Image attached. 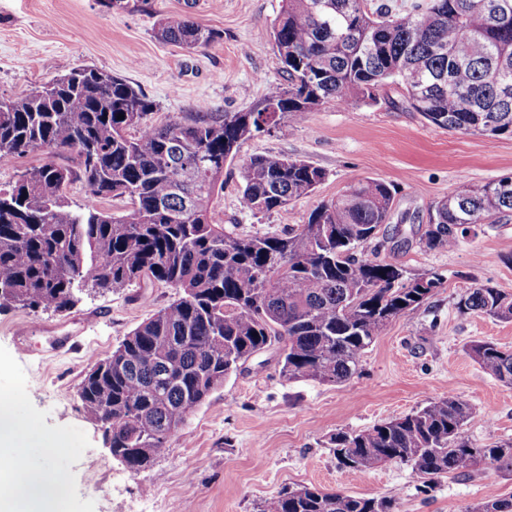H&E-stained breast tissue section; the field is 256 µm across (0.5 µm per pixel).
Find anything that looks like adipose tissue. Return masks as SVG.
I'll return each mask as SVG.
<instances>
[{"mask_svg": "<svg viewBox=\"0 0 512 512\" xmlns=\"http://www.w3.org/2000/svg\"><path fill=\"white\" fill-rule=\"evenodd\" d=\"M28 428V420L16 413L12 399L0 397V486L7 491V512H62L56 493L62 475L48 466L19 471L9 465L10 460L18 458Z\"/></svg>", "mask_w": 512, "mask_h": 512, "instance_id": "obj_1", "label": "adipose tissue"}]
</instances>
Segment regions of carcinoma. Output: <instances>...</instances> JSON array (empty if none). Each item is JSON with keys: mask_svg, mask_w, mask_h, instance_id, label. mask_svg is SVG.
<instances>
[{"mask_svg": "<svg viewBox=\"0 0 512 512\" xmlns=\"http://www.w3.org/2000/svg\"><path fill=\"white\" fill-rule=\"evenodd\" d=\"M156 36L192 50L219 38L189 15L161 21ZM272 41L288 84L245 112L152 124V100L88 67H69L20 99L0 96V164L47 155L0 187V308L63 313L88 284L117 291L149 280L176 290L89 366L78 390L112 455L133 473L152 468L193 410L272 343L281 342L282 378L344 383L384 319L416 310L442 286L435 275L405 284L400 268L363 252L394 203L378 179L350 183L283 235L224 230L212 205L224 191V164L246 140L330 100L375 101L390 84L407 110L439 128L512 138V0H415L399 10L368 0H282ZM62 153L75 155L76 168L55 163ZM325 178L303 159L254 155L243 166L241 209L272 212ZM76 182L86 197L74 207L66 190ZM106 198L129 206L105 212L98 203ZM510 220L512 176L463 184L453 205L444 198L432 207L420 244L448 250L478 224ZM457 309L512 321V292L470 287ZM469 354L512 385V349L475 342ZM469 413L450 395L360 432L338 431L330 442L350 473L401 462L431 482L470 475L480 457L512 469V440L470 445L462 433ZM260 512H393V504L303 486ZM469 512H512V496Z\"/></svg>", "mask_w": 512, "mask_h": 512, "instance_id": "1", "label": "carcinoma"}]
</instances>
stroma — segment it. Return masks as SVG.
<instances>
[{"label":"stroma","mask_w":512,"mask_h":512,"mask_svg":"<svg viewBox=\"0 0 512 512\" xmlns=\"http://www.w3.org/2000/svg\"><path fill=\"white\" fill-rule=\"evenodd\" d=\"M281 0H129L113 11L99 0H0V95L23 97L64 67L90 66L119 76L153 100V123L189 112H239L286 86L273 50ZM190 15L220 32L200 51L155 37L159 21ZM386 86L376 102L328 101L304 120H281L245 141L224 167L214 218L236 233H278L305 223L323 201L369 177L395 186L392 217L371 244L379 260L401 267L405 282L435 272L444 283L409 316L392 320L366 349L360 369L341 384L288 381L277 356H253L197 407L149 470L129 472L85 414L78 389L89 364L105 357L175 297L144 281L118 291L90 286L63 314L0 310V391L27 418L31 447L22 464L68 475L65 512H257L279 492L302 486L386 497L394 512H469L512 496V471L479 459L468 477L423 483L402 463L347 475L329 438L404 416L453 395L471 414L464 436L476 447L512 439V385L483 369L468 348L490 341L512 349V321L463 315L465 288L512 292V222L477 227L452 250H428L419 237L430 207L460 183L480 186L512 175V139L463 135L401 108ZM298 157L327 177L307 196L269 213L241 210V168L253 155ZM27 325L26 341L15 328Z\"/></svg>","instance_id":"obj_1"}]
</instances>
